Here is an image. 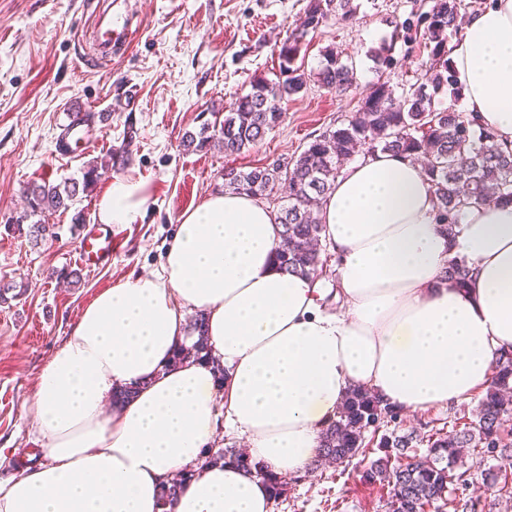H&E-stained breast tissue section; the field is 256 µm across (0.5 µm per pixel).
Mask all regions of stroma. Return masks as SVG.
<instances>
[{
	"label": "stroma",
	"instance_id": "1",
	"mask_svg": "<svg viewBox=\"0 0 512 512\" xmlns=\"http://www.w3.org/2000/svg\"><path fill=\"white\" fill-rule=\"evenodd\" d=\"M98 0H0V283L27 291L0 306V478L44 457L30 427V403L43 367L100 291L158 270L178 216L223 191L224 170L285 163L310 135L355 112L378 80L398 88L415 80L421 60L395 49V68L379 71L375 50L391 39L387 13L407 18L410 0H355L356 22L334 20L309 32L301 54L316 68L327 49L352 58L357 86L337 94L310 84L283 104L282 122L248 151L225 155L210 146L184 147L186 134L230 112L254 79L278 75V53L309 0H118L135 33L112 54L111 71L84 65L95 53L90 32ZM79 29L64 28L68 19ZM81 110L106 115L101 143L78 159L55 156L60 126ZM124 162L79 195L74 211L31 215L26 189L81 180L87 164L108 154ZM117 178L142 182L145 203L137 221L116 224L122 250L106 267L78 262L83 233L97 221V203ZM82 223H75V211ZM50 224L52 239L31 244L8 225ZM479 396L452 407L397 418L368 428L366 458L379 455L382 436L418 435L413 452H427L425 437L470 422ZM361 462L313 466L288 479L286 500L273 512H385L389 489L363 479Z\"/></svg>",
	"mask_w": 512,
	"mask_h": 512
}]
</instances>
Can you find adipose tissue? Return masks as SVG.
I'll return each instance as SVG.
<instances>
[{
	"label": "adipose tissue",
	"instance_id": "ef3b65f1",
	"mask_svg": "<svg viewBox=\"0 0 512 512\" xmlns=\"http://www.w3.org/2000/svg\"><path fill=\"white\" fill-rule=\"evenodd\" d=\"M451 63L460 111L512 141V0L471 15ZM144 202L141 183L114 180L98 219L134 223ZM177 221L159 271L99 292L43 368L31 428L46 460L0 480V512H272L253 471L203 464L219 431L294 474L348 387L424 412L488 387L512 349V204L468 209L448 237L410 159L353 162L328 194L333 313L320 281L279 269L281 227L258 198L216 193ZM456 255L474 270L463 288L444 278ZM191 311L210 358L170 368ZM125 385L133 394L113 402ZM177 469L193 477L165 511L159 489Z\"/></svg>",
	"mask_w": 512,
	"mask_h": 512
}]
</instances>
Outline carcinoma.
I'll return each instance as SVG.
<instances>
[{"mask_svg":"<svg viewBox=\"0 0 512 512\" xmlns=\"http://www.w3.org/2000/svg\"><path fill=\"white\" fill-rule=\"evenodd\" d=\"M489 3V0H412L410 17L392 16L391 41L375 53L377 65L392 68L398 64L392 50L404 46V55L427 54L420 76L396 92L390 84L379 82L351 116L340 119L310 137L304 150L285 164L254 168L249 171L224 169V191L245 193L272 201L276 219L282 227L276 253L278 267L315 279L323 267L320 235L323 230L320 211L324 198L333 189L342 163L358 152L399 153L423 162L436 198L437 223L448 234L460 223L462 214L473 205L512 204V148L500 144L494 134L483 128L479 116L465 115L455 109L435 108V98L444 90L455 94L458 81L448 59V38L462 30L464 18ZM354 0H309L279 52V77L275 81L258 79L251 92L240 97L233 111L224 115L220 127L208 133L202 126L199 136L187 135L186 146L196 150L215 144L224 154L235 155L255 146L282 120L281 103L314 81L321 88L344 94L357 83L356 63L336 51H324L313 71L297 64L307 34L331 19L351 22L356 19ZM112 170V157L95 162L84 171L82 182L60 188L51 184H33L26 189L32 212L66 211L80 192ZM12 231L37 242L52 233L44 224L12 225ZM472 269L459 257L450 259L448 279L462 288ZM203 318L191 325L195 342L176 350L172 360H202L207 356ZM512 394V353L499 356L491 384L477 408L476 420L463 428L435 432L428 436L424 456L409 455L413 436L381 438L383 455L366 467L374 482L389 488L386 512H426L449 492L456 480L469 486L466 472L453 474L465 465L470 449L480 448L500 460V475H512V444L500 437L503 417L512 412L507 404ZM394 418L396 408L382 403L370 390L354 387L346 395L336 418L321 433L318 458L338 464L350 463L364 453L365 432L381 417ZM232 460L254 470L265 480L271 498L282 497L288 481L248 456L243 448H221L208 461ZM192 477L178 472L161 488V500L169 505L180 484Z\"/></svg>","mask_w":512,"mask_h":512,"instance_id":"cac0c4a2","label":"carcinoma"}]
</instances>
